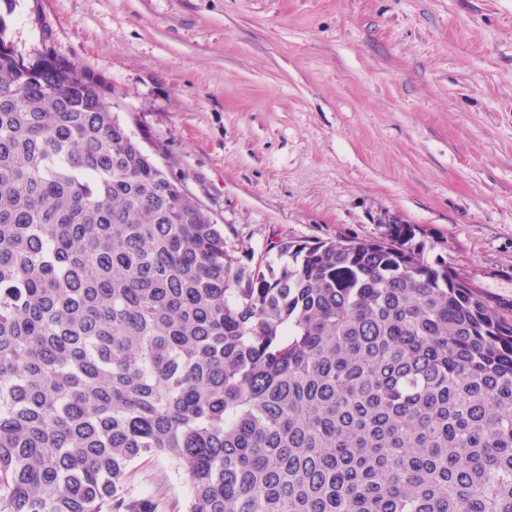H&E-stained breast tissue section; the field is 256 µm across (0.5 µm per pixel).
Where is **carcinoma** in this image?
Returning a JSON list of instances; mask_svg holds the SVG:
<instances>
[{
	"label": "carcinoma",
	"mask_w": 512,
	"mask_h": 512,
	"mask_svg": "<svg viewBox=\"0 0 512 512\" xmlns=\"http://www.w3.org/2000/svg\"><path fill=\"white\" fill-rule=\"evenodd\" d=\"M4 14L0 512H157L126 484L160 456L186 512H512L511 317L410 224L241 264Z\"/></svg>",
	"instance_id": "carcinoma-1"
}]
</instances>
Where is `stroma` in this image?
<instances>
[{
    "mask_svg": "<svg viewBox=\"0 0 512 512\" xmlns=\"http://www.w3.org/2000/svg\"><path fill=\"white\" fill-rule=\"evenodd\" d=\"M16 4L18 52L94 76L241 260L410 224L512 313V0ZM129 489L190 494L165 457Z\"/></svg>",
    "mask_w": 512,
    "mask_h": 512,
    "instance_id": "1",
    "label": "stroma"
}]
</instances>
